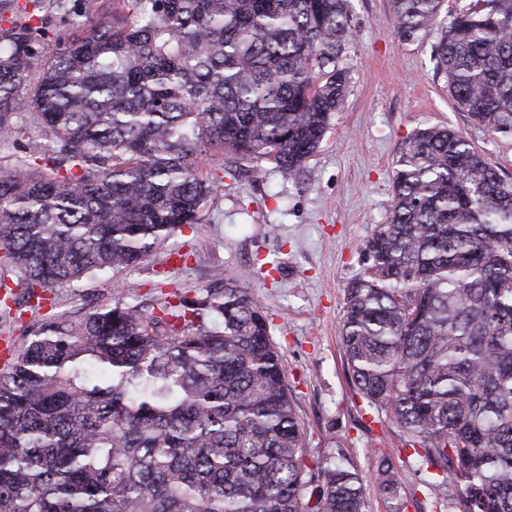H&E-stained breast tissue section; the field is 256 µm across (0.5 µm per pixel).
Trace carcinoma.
<instances>
[{
  "label": "carcinoma",
  "mask_w": 512,
  "mask_h": 512,
  "mask_svg": "<svg viewBox=\"0 0 512 512\" xmlns=\"http://www.w3.org/2000/svg\"><path fill=\"white\" fill-rule=\"evenodd\" d=\"M391 0L456 108L512 136V0ZM0 0V257L28 299L137 265L202 221L220 151L284 172L346 95L348 0ZM41 60L38 70L32 59ZM46 143L20 147L29 119ZM390 219L345 288L353 389L458 512H512V180L455 129H418ZM285 360L233 276L152 310L117 300L25 329L0 370V512H365L344 449L307 464ZM394 495L402 474L377 469ZM66 4L70 13L69 20L80 27L79 33H88L105 20V12L101 8L96 11L90 10L88 0H66Z\"/></svg>",
  "instance_id": "carcinoma-1"
}]
</instances>
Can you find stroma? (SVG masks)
I'll return each mask as SVG.
<instances>
[{
  "instance_id": "obj_1",
  "label": "stroma",
  "mask_w": 512,
  "mask_h": 512,
  "mask_svg": "<svg viewBox=\"0 0 512 512\" xmlns=\"http://www.w3.org/2000/svg\"><path fill=\"white\" fill-rule=\"evenodd\" d=\"M353 36L343 55L350 87L318 151L291 174L230 155L206 161L224 179L195 228L176 232L139 264L50 292L41 305L15 289L0 339H20L45 315L77 319L120 299L153 304L162 294L198 289L233 273L264 307L284 356L288 384L310 460L346 448L366 485L368 512H448L454 485L426 484L412 470L401 429L379 419L350 384L340 340L344 288L362 271L361 256L393 200L392 174L402 145L427 126H450L512 177V137L491 138L448 96L432 59L439 29L413 42L395 33L390 0H350ZM235 178H224L226 167ZM403 466L398 498L384 494L375 471L383 458Z\"/></svg>"
}]
</instances>
